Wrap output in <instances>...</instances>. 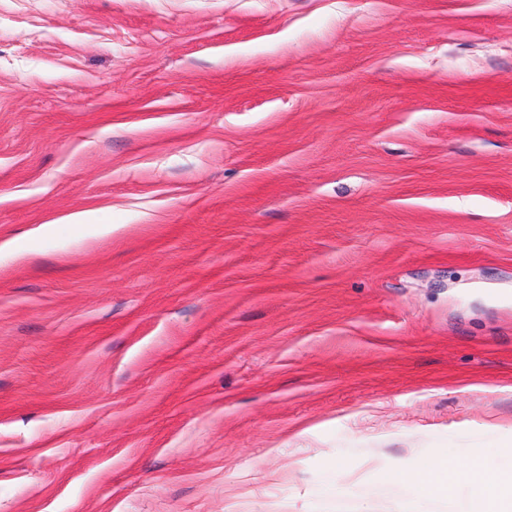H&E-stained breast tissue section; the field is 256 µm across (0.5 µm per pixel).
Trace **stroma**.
Here are the masks:
<instances>
[{
    "label": "stroma",
    "instance_id": "35a3bbf8",
    "mask_svg": "<svg viewBox=\"0 0 512 512\" xmlns=\"http://www.w3.org/2000/svg\"><path fill=\"white\" fill-rule=\"evenodd\" d=\"M5 239L0 512L507 465L512 0H0Z\"/></svg>",
    "mask_w": 512,
    "mask_h": 512
}]
</instances>
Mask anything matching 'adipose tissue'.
<instances>
[{"label": "adipose tissue", "instance_id": "adipose-tissue-1", "mask_svg": "<svg viewBox=\"0 0 512 512\" xmlns=\"http://www.w3.org/2000/svg\"><path fill=\"white\" fill-rule=\"evenodd\" d=\"M384 469L389 487L402 494V512H418L422 501L447 505L448 512H512V465L494 471L483 457L459 461L448 453L422 465L395 461Z\"/></svg>", "mask_w": 512, "mask_h": 512}]
</instances>
